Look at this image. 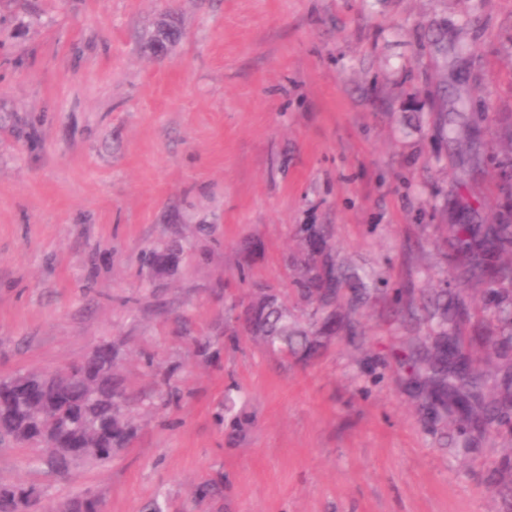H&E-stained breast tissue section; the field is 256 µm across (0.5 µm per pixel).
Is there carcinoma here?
I'll use <instances>...</instances> for the list:
<instances>
[{
  "label": "carcinoma",
  "mask_w": 512,
  "mask_h": 512,
  "mask_svg": "<svg viewBox=\"0 0 512 512\" xmlns=\"http://www.w3.org/2000/svg\"><path fill=\"white\" fill-rule=\"evenodd\" d=\"M506 132L494 154L497 190L506 203L499 206L491 224H452L448 228V267L460 289L483 286L501 298L494 310L473 312L461 301L448 305V289L424 292L420 297H399L396 288L374 283L368 288L358 273L336 259L327 242V231L312 224L297 255L289 261L294 271L293 288L261 309L246 305L245 298L231 300L225 307L229 318L243 334L257 337L265 349L283 360H307L323 347L322 338L336 326L355 333L359 309L373 295L398 306L402 323L411 331L426 327L405 348L403 364L420 410L434 421L456 415L459 433L467 435L512 413V377L505 376L494 395L485 393V372L472 363L474 353L502 361L512 356V113ZM319 300L320 314L306 321L295 310L301 302ZM477 319L485 333L475 342L459 331L464 320ZM112 348L103 346L91 359L67 367L68 378L56 382L25 373L1 379L13 387L11 400L0 404V445L29 449L33 460L67 474L76 465L106 462L115 449L128 441L126 433L104 434L103 446L93 452L60 455L39 447L41 426L64 427L75 438L90 428L103 431L117 424L120 403L128 399L124 386L110 379L104 364ZM32 505L41 503V491L26 483L0 484V512H18L20 498Z\"/></svg>",
  "instance_id": "1"
}]
</instances>
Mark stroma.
I'll use <instances>...</instances> for the list:
<instances>
[{
	"instance_id": "35a3bbf8",
	"label": "stroma",
	"mask_w": 512,
	"mask_h": 512,
	"mask_svg": "<svg viewBox=\"0 0 512 512\" xmlns=\"http://www.w3.org/2000/svg\"><path fill=\"white\" fill-rule=\"evenodd\" d=\"M452 83L491 150L512 0H0V377L108 344L135 397L111 460L61 477L0 447V484L103 512H512V421L468 443L426 419L381 303L296 365L224 312L239 269L289 287L307 224L446 287L437 241L496 205L440 134Z\"/></svg>"
}]
</instances>
